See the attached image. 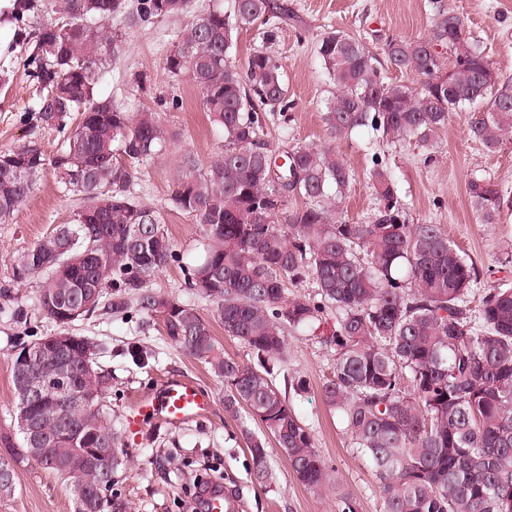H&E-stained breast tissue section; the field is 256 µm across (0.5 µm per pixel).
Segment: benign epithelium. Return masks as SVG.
I'll use <instances>...</instances> for the list:
<instances>
[{
	"mask_svg": "<svg viewBox=\"0 0 512 512\" xmlns=\"http://www.w3.org/2000/svg\"><path fill=\"white\" fill-rule=\"evenodd\" d=\"M81 345L85 349L83 361L74 362L73 348ZM95 344L82 337L66 333H57L43 340L25 345L22 355L17 362L18 386L21 401L19 426L25 439L31 445L28 455L41 460L37 456L38 446L52 440V437L42 428L40 422L33 418L28 405L38 403L48 408L58 421L67 422L76 416L78 411L90 404L91 396L75 388L77 372L93 373L91 361L96 359ZM83 447L76 452L83 457L88 467L100 466L103 471L111 467V458L107 457L100 448L87 446L86 440H81ZM60 475L69 480L78 494L81 503L92 512H99L111 498L110 480L104 479L95 485H89L76 477L70 469H63Z\"/></svg>",
	"mask_w": 512,
	"mask_h": 512,
	"instance_id": "obj_1",
	"label": "benign epithelium"
}]
</instances>
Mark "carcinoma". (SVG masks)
Here are the masks:
<instances>
[{
	"label": "carcinoma",
	"instance_id": "carcinoma-1",
	"mask_svg": "<svg viewBox=\"0 0 512 512\" xmlns=\"http://www.w3.org/2000/svg\"><path fill=\"white\" fill-rule=\"evenodd\" d=\"M430 3L429 36L393 35L382 44L391 65L420 77L418 87L388 76L360 37L332 30L316 42L334 86L322 113L334 137L368 128L388 145L427 143L453 114L469 110L470 133L487 150L512 143V79L494 70L462 15L441 0ZM26 10V65L37 84L31 119L61 131L71 115L79 121L50 160L34 144L0 150V223L12 220L48 165L82 205L73 223L56 226L13 261L0 293L42 277L35 310L59 327L71 325L65 313L72 304H85V317H125L135 306L143 325L173 307L165 335L224 381V415L247 441L253 482L271 487L269 434L306 489L334 492L339 512H358L274 377L288 354L286 332L311 329L331 312L336 326L322 343L335 362L320 396L369 462L383 512H512V282L475 293L476 263L441 225L410 222L377 152L369 171L375 207L365 221L342 216L352 174L329 145L294 148L275 185L267 113H278L285 126L293 121L281 66L257 50L241 68L235 54L238 33L258 21L266 25L263 41H274L285 13L272 0H231L225 11L200 14L191 0H33ZM173 16L187 21L165 69L191 77L224 132V148L209 164L180 155L170 195L173 208L204 226L207 240L188 270L189 285L224 333L255 353L256 366L226 355L192 305L149 287L176 253L161 211L130 191L134 173L121 158L152 161L172 134L159 113L130 111L94 93L98 71L124 53L120 29L106 38L99 26L116 20L149 27ZM440 44L450 52L446 68ZM468 195L478 221L494 223L505 200L499 186L475 177ZM88 251L96 255L91 272ZM286 278L297 286L313 281L314 294L286 293ZM93 369L98 375L84 387L107 392L111 374ZM253 423L264 432H253ZM70 430L96 435L108 448L120 445L99 396ZM74 463L73 443L62 438L42 466L57 474Z\"/></svg>",
	"mask_w": 512,
	"mask_h": 512
}]
</instances>
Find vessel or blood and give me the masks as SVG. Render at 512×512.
Listing matches in <instances>:
<instances>
[{
    "label": "vessel or blood",
    "instance_id": "1",
    "mask_svg": "<svg viewBox=\"0 0 512 512\" xmlns=\"http://www.w3.org/2000/svg\"><path fill=\"white\" fill-rule=\"evenodd\" d=\"M213 402L194 382L170 381L164 384L157 397L141 401L139 411L144 415H159L169 421L205 417Z\"/></svg>",
    "mask_w": 512,
    "mask_h": 512
}]
</instances>
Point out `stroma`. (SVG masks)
<instances>
[{
    "mask_svg": "<svg viewBox=\"0 0 512 512\" xmlns=\"http://www.w3.org/2000/svg\"><path fill=\"white\" fill-rule=\"evenodd\" d=\"M292 16L284 24L271 52L282 67L288 98L294 105V122L281 126L278 117L268 119L277 156L298 145L332 144L348 163L352 184L343 205L346 218L366 220L374 208L368 179L373 153L383 154L395 173L410 219L441 225L449 240L463 249L483 270L485 282L512 279V143L491 153L469 133L466 115L456 114L438 137L428 144L415 141L398 146L380 143L375 133L362 129L351 137L334 138L322 121L324 103L332 86L313 51L327 30L361 36L372 49H380L392 35L425 36L432 28L428 0H279ZM448 9L464 15L472 33L485 46L493 67L502 77L512 78V0H444ZM184 25L183 19L166 17L155 25L127 29L125 54L102 68L96 94L112 98L129 109L158 108L166 126L179 131V140L152 163L137 166L132 186L140 202L160 209L168 234L181 256L150 281L161 295L193 305L205 318H212L209 303L193 291L185 278L188 267L202 256L203 228L195 219L168 205L182 153L197 154L209 162L224 145L223 131L212 124L201 104V92L189 75L170 76L164 60ZM0 26L6 27L8 43L0 49V69L14 73L12 83L0 88V149L34 144L47 156L63 145L56 130L30 124L27 110L36 88L26 75L28 47L17 34L13 13L0 9ZM179 98L175 109L163 101ZM485 176L506 192V201L495 223H478L470 206L467 184ZM78 208L73 192L64 189L53 168L37 177L33 191L16 212L12 223L0 224V283L14 259L46 237L60 224L72 223ZM40 285L32 278L12 297L0 296V429L12 426L16 399L12 383V359L19 344L29 337L57 333L48 319L32 316L26 326L11 323L6 308L21 303L33 306ZM139 312L129 317L97 315L76 321L72 333L106 344L99 363L112 375L105 396L112 426L127 454L124 468L116 474V488L128 501L130 512H193L191 497L195 480H207L208 466H215L219 482L238 499L237 512H337L333 494L316 495L295 477L287 458L272 449L270 489L255 485L250 476L251 458L236 421L225 416L224 384L207 366L187 354L165 336L161 317L138 330ZM332 323L322 324L318 335L292 332L288 335L287 361L280 369L277 386L286 378L306 380L309 392L286 397L299 417L311 427L318 453L340 482L356 498L359 512H382L376 479L356 454L336 414L322 402L319 392L332 371L334 352L321 344L331 334ZM147 348L152 358L147 366H135L126 356L129 343ZM168 379H189L214 402L208 419L169 424L147 418L133 422L132 406L152 395ZM192 461V472L177 470L183 458ZM0 512H74L68 480L49 472L33 460L17 470L13 495L0 497Z\"/></svg>",
    "mask_w": 512,
    "mask_h": 512,
    "instance_id": "35a3bbf8",
    "label": "stroma"
}]
</instances>
